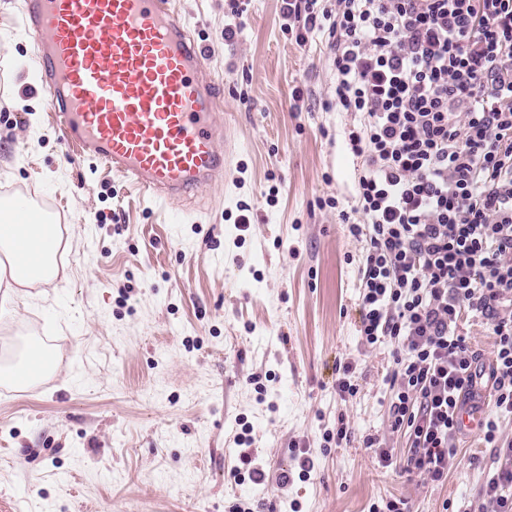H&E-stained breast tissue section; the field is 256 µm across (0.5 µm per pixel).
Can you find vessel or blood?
Segmentation results:
<instances>
[{
    "instance_id": "b4317fda",
    "label": "vessel or blood",
    "mask_w": 512,
    "mask_h": 512,
    "mask_svg": "<svg viewBox=\"0 0 512 512\" xmlns=\"http://www.w3.org/2000/svg\"><path fill=\"white\" fill-rule=\"evenodd\" d=\"M40 90L82 153L163 203L224 175L220 94L169 0H21Z\"/></svg>"
}]
</instances>
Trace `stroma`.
Listing matches in <instances>:
<instances>
[{
    "label": "stroma",
    "instance_id": "stroma-1",
    "mask_svg": "<svg viewBox=\"0 0 512 512\" xmlns=\"http://www.w3.org/2000/svg\"><path fill=\"white\" fill-rule=\"evenodd\" d=\"M19 0H0V197L56 202L66 280L0 317V361L41 341L60 367L0 388V512H491L496 467L465 430L444 481L408 475L416 451L388 418L391 344H363L354 211L358 164L338 111L328 34L295 41L278 0H174L221 87L222 181L163 205L84 158L38 83ZM242 9L241 31L224 25ZM339 199V208L324 199ZM246 226H239V218ZM360 390L341 400L336 365ZM344 421L350 439L324 441ZM269 473L314 467L287 488L238 478L235 438ZM394 450L379 466L367 437Z\"/></svg>",
    "mask_w": 512,
    "mask_h": 512
}]
</instances>
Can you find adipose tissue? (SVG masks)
Listing matches in <instances>:
<instances>
[{
	"label": "adipose tissue",
	"instance_id": "adipose-tissue-1",
	"mask_svg": "<svg viewBox=\"0 0 512 512\" xmlns=\"http://www.w3.org/2000/svg\"><path fill=\"white\" fill-rule=\"evenodd\" d=\"M60 240V227L56 224H31L21 214L10 221H0V254L23 253L28 257L24 264H0V280L6 278L16 287L33 288L65 276L64 265L57 261ZM37 366L44 372H53L54 359L40 342H26L18 359L0 364V379L30 387L34 382L32 370Z\"/></svg>",
	"mask_w": 512,
	"mask_h": 512
}]
</instances>
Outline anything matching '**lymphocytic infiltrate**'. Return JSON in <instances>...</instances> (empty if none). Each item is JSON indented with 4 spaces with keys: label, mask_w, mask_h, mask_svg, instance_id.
Here are the masks:
<instances>
[{
    "label": "lymphocytic infiltrate",
    "mask_w": 512,
    "mask_h": 512,
    "mask_svg": "<svg viewBox=\"0 0 512 512\" xmlns=\"http://www.w3.org/2000/svg\"><path fill=\"white\" fill-rule=\"evenodd\" d=\"M297 42L327 28L336 105L362 115L347 133L360 158L357 209L368 235L358 268L360 336L392 341L391 427L442 481L465 406L494 392L484 420L496 469L480 494L512 512V0H280ZM486 318L495 357L481 362L457 332Z\"/></svg>",
    "instance_id": "obj_1"
}]
</instances>
